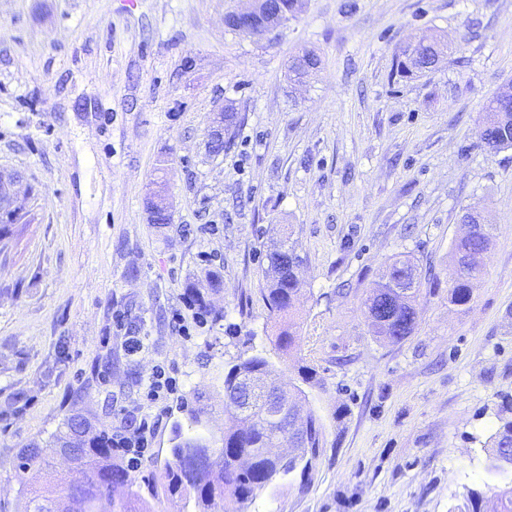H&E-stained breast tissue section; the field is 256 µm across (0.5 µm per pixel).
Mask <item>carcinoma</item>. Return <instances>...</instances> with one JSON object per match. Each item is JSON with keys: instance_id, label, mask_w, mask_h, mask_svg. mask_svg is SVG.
Masks as SVG:
<instances>
[{"instance_id": "carcinoma-1", "label": "carcinoma", "mask_w": 512, "mask_h": 512, "mask_svg": "<svg viewBox=\"0 0 512 512\" xmlns=\"http://www.w3.org/2000/svg\"><path fill=\"white\" fill-rule=\"evenodd\" d=\"M228 26L237 31L247 24L235 13L228 16ZM251 26L256 34L280 26V18L260 6L252 15ZM451 44L417 41L402 49L395 58L396 73H426ZM318 56L303 50L294 58L295 74L318 68ZM485 118L477 134L481 145L496 153L512 148V83L502 85L484 108ZM147 210L153 225L163 228L171 223V215L152 200ZM461 222L470 225L467 233L452 246L450 260L455 275L448 283V305L467 307L473 299L474 288L483 275V258L494 241V228L480 224L476 212L467 210ZM264 270L265 288L262 296L273 333L269 337L272 350L282 358L300 346L302 337L294 314L300 302L303 284L296 268L302 257L288 245V239L273 243L267 250ZM387 267L391 277L405 281L399 292L386 282H377L366 292L362 308L367 326L373 336L391 342H402L414 335L418 326V303L423 293L425 277L417 261L403 253L389 258ZM270 361L267 349L248 346L235 363L224 372V415L227 419L222 435H207L209 408L198 405L187 410V426L192 433H184L182 425L175 426L171 439L170 458L163 466L161 485H147L151 496L159 494L178 496L193 512H232L227 504L241 506L252 502L270 486L287 476L305 474L313 468L321 448L326 445L323 417L313 408L304 409L300 427L305 439L298 454L283 463L268 453L277 447V441L286 431L285 424L272 420L269 405L279 397L282 387L265 381L262 389L246 393L239 390L241 380L265 377ZM294 399L306 404L312 389L322 388V380L311 368L299 371L298 379L288 381ZM105 429L75 411L67 416L58 431L51 434L45 445L21 449L14 467L20 473L39 472L48 466L54 455L69 452L72 460L68 478L62 483L47 481L42 488H33L20 482L17 497L22 501V512H62L70 505L76 512H145L136 506L140 495L130 491L135 476L105 446ZM483 447L489 456L512 460V399L502 402L497 424ZM494 512H512V480L499 487L494 495Z\"/></svg>"}]
</instances>
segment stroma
I'll use <instances>...</instances> for the list:
<instances>
[{"label":"stroma","instance_id":"obj_1","mask_svg":"<svg viewBox=\"0 0 512 512\" xmlns=\"http://www.w3.org/2000/svg\"><path fill=\"white\" fill-rule=\"evenodd\" d=\"M245 0H0V171L26 210L0 253V512H19L17 452L72 409L111 426L159 363L182 383L137 480L161 479L176 423L203 396L221 434L224 369L266 343L265 253L304 265L302 343L326 445L245 512H456L503 483L482 443L512 397V148L477 142L512 80V0H303L263 36L230 29ZM453 42L433 72L392 78L418 36ZM320 64L294 82L299 50ZM235 145L208 149L217 104ZM172 222H149L160 156ZM495 226L467 309L448 306L465 210ZM433 267L414 336L369 335L361 298L392 255ZM136 277H127L128 268ZM207 270L224 318L184 338L171 314ZM145 338L129 354L124 330Z\"/></svg>","mask_w":512,"mask_h":512}]
</instances>
